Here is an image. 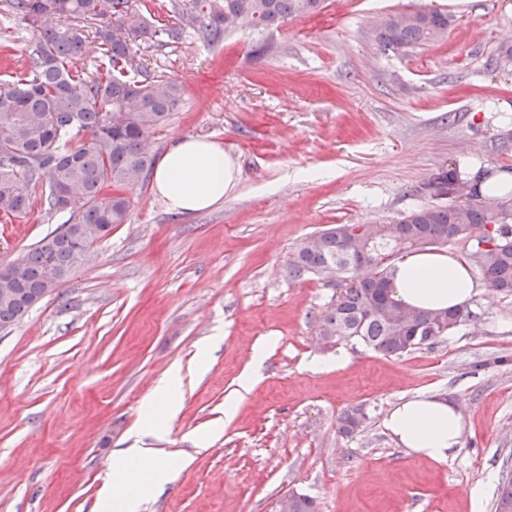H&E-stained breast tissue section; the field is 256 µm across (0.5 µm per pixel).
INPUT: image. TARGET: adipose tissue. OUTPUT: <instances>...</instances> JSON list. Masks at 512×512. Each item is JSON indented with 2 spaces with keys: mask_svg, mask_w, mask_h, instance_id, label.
<instances>
[{
  "mask_svg": "<svg viewBox=\"0 0 512 512\" xmlns=\"http://www.w3.org/2000/svg\"><path fill=\"white\" fill-rule=\"evenodd\" d=\"M238 179V170L215 141L178 140L155 169L153 186L169 212L186 215L223 200ZM392 282L395 297L419 309L460 307L483 291L469 264L452 253L422 251L401 257ZM386 427L400 445L433 460H443L459 446L460 413L443 398L418 395L391 411ZM187 463L161 458L157 449L135 447L116 454L105 491L103 512H140L154 480Z\"/></svg>",
  "mask_w": 512,
  "mask_h": 512,
  "instance_id": "ef3b65f1",
  "label": "adipose tissue"
}]
</instances>
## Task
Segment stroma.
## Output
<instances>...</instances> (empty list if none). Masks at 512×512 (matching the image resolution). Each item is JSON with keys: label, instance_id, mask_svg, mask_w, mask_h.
<instances>
[{"label": "stroma", "instance_id": "1", "mask_svg": "<svg viewBox=\"0 0 512 512\" xmlns=\"http://www.w3.org/2000/svg\"><path fill=\"white\" fill-rule=\"evenodd\" d=\"M424 5L454 15L445 39L382 53L372 22ZM33 41L24 21L0 19V81L28 72ZM504 44L512 0H323L210 47L191 34L139 42L151 69L184 86L151 152L187 136L219 142L238 182L192 215L135 188L127 222L90 262L0 329V512H99L113 454L133 447L145 398L175 365L182 409L158 413L148 442L189 464L144 512H274L290 492L319 512H493L512 476V297L481 292L469 323L401 357L327 349L317 325L336 291L289 276L288 262L326 225L384 224L431 203L428 184L449 164L512 179V64L494 62ZM61 222L37 194L26 215H0V264ZM419 394L462 416L445 460L384 426ZM350 409L366 418L347 436L338 418Z\"/></svg>", "mask_w": 512, "mask_h": 512}]
</instances>
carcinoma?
I'll use <instances>...</instances> for the list:
<instances>
[{"label": "carcinoma", "instance_id": "obj_1", "mask_svg": "<svg viewBox=\"0 0 512 512\" xmlns=\"http://www.w3.org/2000/svg\"><path fill=\"white\" fill-rule=\"evenodd\" d=\"M321 0H169L167 11L182 25L157 26L143 0H5L3 13L38 32L29 56L30 76L0 82V214L22 215L42 189L46 213L67 220L20 253L10 264L20 280L0 279L13 289L0 297V328L18 323L33 299L63 286L79 269L81 254L126 223L127 192L145 184L157 155L148 139L180 108L182 85L158 76L127 41L137 33L163 45L183 41L186 30L206 45L219 44L241 24L277 28L319 10ZM69 17L92 24L91 35L62 25ZM453 16L421 6L388 14L373 26L383 53L405 54L448 34ZM93 55L89 71L73 60ZM437 185L455 195L426 204L386 224H335L305 238L289 268L296 276L320 277L329 266L344 285L319 321L326 345L361 344L385 356L401 357L429 348L469 321L468 307L418 310L393 295L395 260L452 240L472 241L469 259L494 291L512 295V219L495 221L506 205L500 187L472 183L454 167L438 174ZM362 239L377 264L358 270L362 256L347 243ZM494 512H512V477L504 479Z\"/></svg>", "mask_w": 512, "mask_h": 512}]
</instances>
